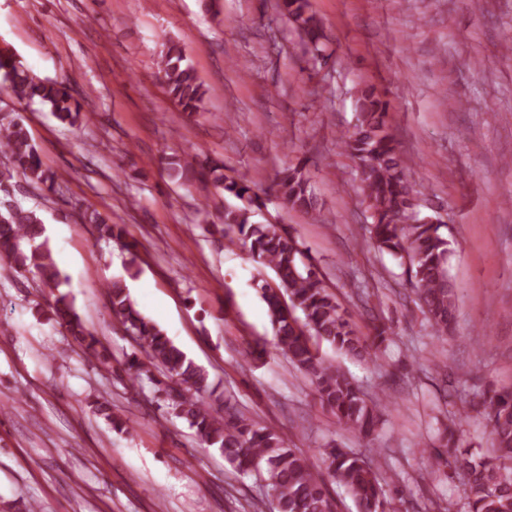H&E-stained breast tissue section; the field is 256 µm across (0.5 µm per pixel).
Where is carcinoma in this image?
I'll use <instances>...</instances> for the list:
<instances>
[{"label": "carcinoma", "instance_id": "carcinoma-1", "mask_svg": "<svg viewBox=\"0 0 512 512\" xmlns=\"http://www.w3.org/2000/svg\"><path fill=\"white\" fill-rule=\"evenodd\" d=\"M301 44L311 53L321 52L324 26L310 12L308 0H279ZM181 48L172 45L161 69L168 96L183 111H202L205 91ZM0 85L20 101L40 100L58 120L75 125L81 106L67 83L41 79L13 54L0 55ZM358 122L342 140V147L356 161L359 189L371 218L369 238L380 252L406 261L416 282L417 300L434 334L446 336L454 323L456 291L449 274L452 248L443 225L418 217L417 198L407 179L412 159L400 148L387 120L383 95L373 86L359 90ZM0 155L10 169L0 180V260L27 272L49 289L52 319L76 343L85 359L112 371V351L84 324L69 295L60 291L65 277L44 238L39 214L10 199L9 181L17 172L32 184L54 190L55 175L44 168L39 152L21 119L0 116ZM173 176L185 183L205 180L224 193V210L217 228L232 230L249 244L256 263L269 268L273 278L260 286L274 329L275 348L288 365L310 383L320 403L347 432L372 440L389 396L367 394L352 378L323 359L317 342L355 359H371L384 343L389 327H373L372 341L359 334L354 323L326 283L311 250L281 224L254 221L270 198L240 178L224 174V163L209 156L168 162ZM275 198L314 221L321 209L310 189L306 163L280 171ZM97 230V241L115 242L128 251L138 247L125 236L124 225L96 211L83 215ZM109 309L119 319L136 351L118 362L129 381L153 385L168 413L195 430L201 443L224 453L233 468L264 483L277 512H338L328 481L342 485L353 498L357 512H401L382 485L379 473L366 457L348 448L330 446L317 466L295 448H287L280 434L249 417L200 365L188 358L165 332L137 310L123 278L107 283ZM484 416L490 444L478 454L463 446L455 420L448 419L442 443L428 449L429 457L463 477L467 512H512V390L490 389L480 399L464 401ZM92 406L112 428L130 430L129 421L112 412L109 403L95 399Z\"/></svg>", "mask_w": 512, "mask_h": 512}]
</instances>
